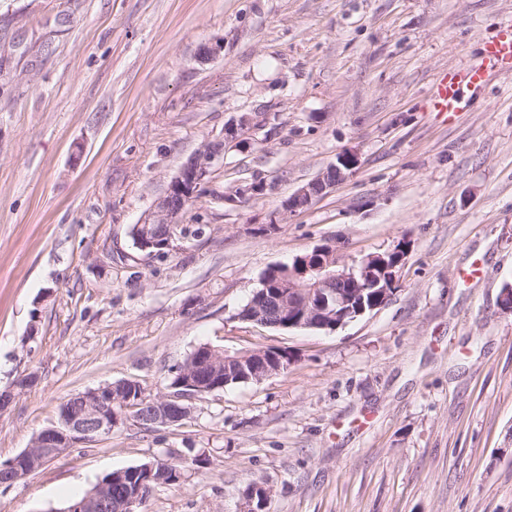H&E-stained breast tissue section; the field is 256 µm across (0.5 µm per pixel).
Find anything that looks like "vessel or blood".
<instances>
[{
	"label": "vessel or blood",
	"mask_w": 512,
	"mask_h": 512,
	"mask_svg": "<svg viewBox=\"0 0 512 512\" xmlns=\"http://www.w3.org/2000/svg\"><path fill=\"white\" fill-rule=\"evenodd\" d=\"M512 69V19L508 20L499 35L486 44L480 66L470 69L459 78L442 79L433 93V104L441 112H458L467 102L463 95L464 87H482L489 71Z\"/></svg>",
	"instance_id": "vessel-or-blood-1"
}]
</instances>
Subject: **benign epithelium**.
<instances>
[{"mask_svg":"<svg viewBox=\"0 0 512 512\" xmlns=\"http://www.w3.org/2000/svg\"><path fill=\"white\" fill-rule=\"evenodd\" d=\"M250 122L251 117L248 115L231 121L224 127L222 139L204 145L198 154L183 164L143 220L144 224H154L158 229H144V235L138 243L140 249L170 247L171 228L181 223L186 201L206 186L212 162L224 155L226 144L238 140L240 132L248 127ZM357 162L358 158L353 153L340 154L336 163L329 165L316 178L289 196L283 208L274 214L271 223H280V218L285 214L306 209L318 198L328 194L348 177ZM368 263L369 259L363 258L349 265L339 258H333L332 248L318 246L305 257V265L296 273V279L283 283L281 289L271 294L265 290L259 292L251 306L256 309L274 306L284 314L297 315V318L288 319L280 324L282 328L326 329L327 319L334 318V313L330 312L328 297H333V302L338 308L352 303L359 293L358 276L369 272ZM385 272L387 283L382 289L379 303L370 307L372 311L385 304L390 291L395 289L396 267H388ZM206 351V365L215 369L221 364L228 365L238 360L236 355L209 346L206 347ZM251 363L255 364L253 375L258 381L280 372L282 368L278 359L263 351L254 353ZM126 384L128 381L124 380L72 396V404L61 413L59 423L41 431L30 447L19 456V461L4 467L3 478L6 483L14 485L63 455L68 449L111 432L112 428L119 424L114 405L124 407L127 403V400L120 397L114 398L112 389ZM192 396L193 393L186 392L180 396L162 394L151 400L145 398L141 405L143 411L138 414V423L148 426L176 424L188 415L190 407L185 400ZM180 465L182 462L171 459L158 465L148 463L134 469V472L143 475L140 480V486L143 487L150 481H160L179 472ZM115 485L119 487L121 483L115 481V477L112 476L90 490L82 501L62 512H137V508L143 502L142 492L124 493L114 498L112 494Z\"/></svg>","mask_w":512,"mask_h":512,"instance_id":"1","label":"benign epithelium"}]
</instances>
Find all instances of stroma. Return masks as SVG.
Here are the masks:
<instances>
[{"label":"stroma","instance_id":"stroma-1","mask_svg":"<svg viewBox=\"0 0 512 512\" xmlns=\"http://www.w3.org/2000/svg\"><path fill=\"white\" fill-rule=\"evenodd\" d=\"M511 18L512 0H0V463L74 394L168 392L201 345L291 357L178 425L128 419L70 449L0 487V512L191 453L205 463L139 512H240L251 485L265 512H512V71L451 116L428 105ZM245 113L246 147L169 250L134 248L130 227ZM346 151V181L271 225ZM323 244L348 263L404 245L386 304L333 332L241 319L268 267Z\"/></svg>","mask_w":512,"mask_h":512}]
</instances>
